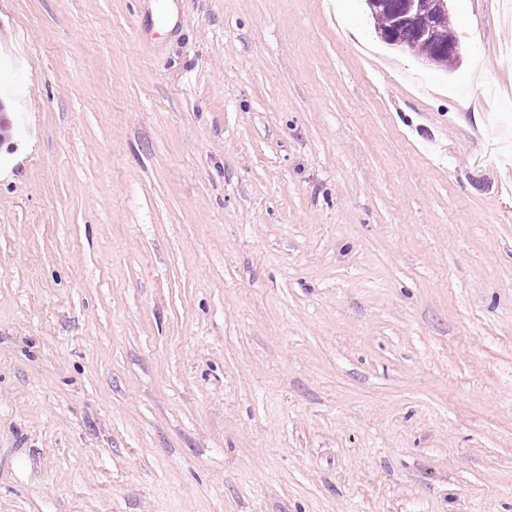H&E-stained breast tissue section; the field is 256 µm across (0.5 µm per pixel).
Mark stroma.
Here are the masks:
<instances>
[{
	"instance_id": "obj_1",
	"label": "stroma",
	"mask_w": 512,
	"mask_h": 512,
	"mask_svg": "<svg viewBox=\"0 0 512 512\" xmlns=\"http://www.w3.org/2000/svg\"><path fill=\"white\" fill-rule=\"evenodd\" d=\"M0 0V512H512V23ZM406 15L400 19L397 30L401 34L409 29L414 34H422L426 38L434 37L438 32V24L428 5L423 1H409ZM445 1L447 3V16L444 19V26L446 29V35L444 39L439 42L433 43L425 41L415 35L410 34L405 38L404 43L401 46V49L414 52L420 59H422V57L425 60L432 58V65L441 68H448V66H451L452 64L460 60L458 57H456L453 53H451L448 50V37L451 40L458 42L459 44L460 42L458 35L454 31V28L449 21V1Z\"/></svg>"
}]
</instances>
